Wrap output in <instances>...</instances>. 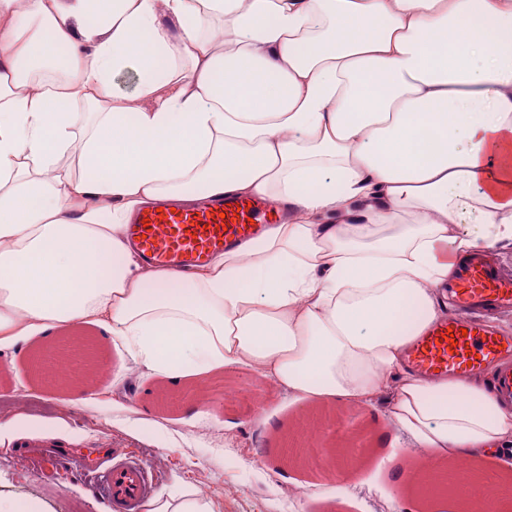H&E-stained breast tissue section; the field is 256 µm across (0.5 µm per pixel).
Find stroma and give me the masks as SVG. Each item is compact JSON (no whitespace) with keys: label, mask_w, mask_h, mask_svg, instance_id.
<instances>
[{"label":"stroma","mask_w":512,"mask_h":512,"mask_svg":"<svg viewBox=\"0 0 512 512\" xmlns=\"http://www.w3.org/2000/svg\"><path fill=\"white\" fill-rule=\"evenodd\" d=\"M38 338L24 351L0 349V497L33 502L39 512H106L108 491L99 473L79 459L58 462L37 448H17L35 436L66 448H104L114 465L133 464L144 494L192 485L207 492L219 512H460L454 498L417 503L412 481L427 466L412 448L392 454V430L380 411L316 406L281 394L250 367L225 370L222 380L166 386L149 371L133 370L121 346L97 345L99 370L83 382L57 383L35 372ZM233 386L263 399L270 425L251 405L228 406ZM209 401L207 417L190 415ZM325 432L329 448L349 449L352 460L334 478L321 479L306 458L286 457V445L306 447V430Z\"/></svg>","instance_id":"obj_1"}]
</instances>
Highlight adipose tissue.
Returning a JSON list of instances; mask_svg holds the SVG:
<instances>
[{"label": "adipose tissue", "instance_id": "adipose-tissue-1", "mask_svg": "<svg viewBox=\"0 0 512 512\" xmlns=\"http://www.w3.org/2000/svg\"><path fill=\"white\" fill-rule=\"evenodd\" d=\"M224 194L297 217L187 274L130 248L134 212ZM506 242L512 0H0V348L90 325L171 385L246 365L383 406L429 502L442 461L512 449V410L405 355L455 261ZM146 508L218 512L191 487Z\"/></svg>", "mask_w": 512, "mask_h": 512}]
</instances>
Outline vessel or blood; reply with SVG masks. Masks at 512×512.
Listing matches in <instances>:
<instances>
[{
  "instance_id": "obj_1",
  "label": "vessel or blood",
  "mask_w": 512,
  "mask_h": 512,
  "mask_svg": "<svg viewBox=\"0 0 512 512\" xmlns=\"http://www.w3.org/2000/svg\"><path fill=\"white\" fill-rule=\"evenodd\" d=\"M282 212L264 199L228 196L206 207L163 204L136 216L132 239L149 262L184 270L210 260L246 239L262 225L279 223ZM457 313L433 328L410 354L413 366L432 376L476 374L497 363L493 385L498 398L512 407V338L488 329L481 315L512 308V280L504 278L482 254L458 263L448 284ZM103 477L111 498L133 502L139 497L143 474L133 466L107 468Z\"/></svg>"
}]
</instances>
